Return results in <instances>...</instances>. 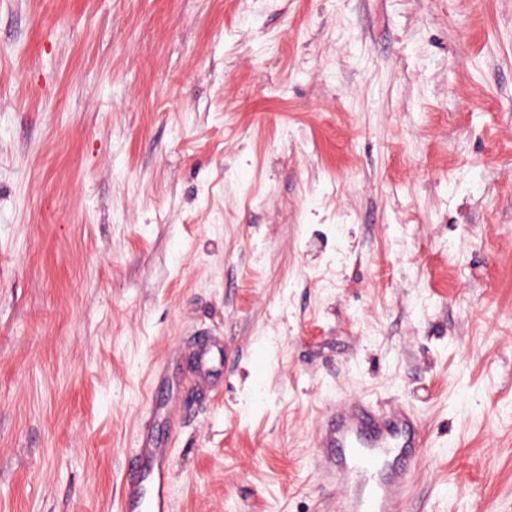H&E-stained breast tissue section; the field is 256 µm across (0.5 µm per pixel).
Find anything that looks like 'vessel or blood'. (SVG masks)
<instances>
[{"label":"vessel or blood","mask_w":512,"mask_h":512,"mask_svg":"<svg viewBox=\"0 0 512 512\" xmlns=\"http://www.w3.org/2000/svg\"><path fill=\"white\" fill-rule=\"evenodd\" d=\"M425 445L411 409L340 398L327 407L315 436L317 479L335 487V512H406L413 465ZM123 471L118 512H172L169 459L153 435H140Z\"/></svg>","instance_id":"obj_1"}]
</instances>
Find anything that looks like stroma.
I'll return each instance as SVG.
<instances>
[{"label":"stroma","instance_id":"obj_1","mask_svg":"<svg viewBox=\"0 0 512 512\" xmlns=\"http://www.w3.org/2000/svg\"><path fill=\"white\" fill-rule=\"evenodd\" d=\"M344 397L512 512V0H0V512H116L146 421L173 512H329Z\"/></svg>","mask_w":512,"mask_h":512}]
</instances>
